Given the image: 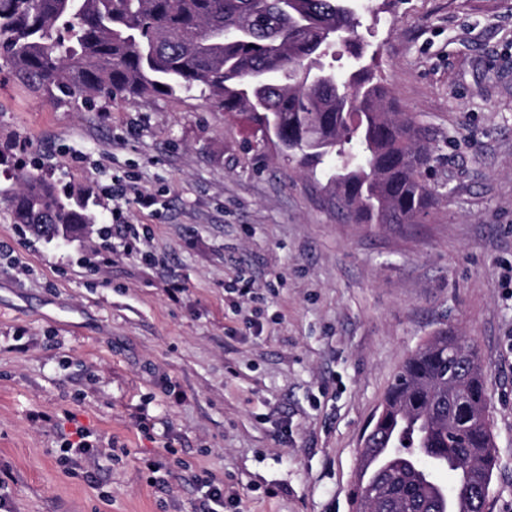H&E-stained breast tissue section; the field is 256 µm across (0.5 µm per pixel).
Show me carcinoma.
I'll return each mask as SVG.
<instances>
[{
  "instance_id": "cac0c4a2",
  "label": "carcinoma",
  "mask_w": 512,
  "mask_h": 512,
  "mask_svg": "<svg viewBox=\"0 0 512 512\" xmlns=\"http://www.w3.org/2000/svg\"><path fill=\"white\" fill-rule=\"evenodd\" d=\"M360 0H0V69L87 102L197 93L244 115L278 151L325 166L354 224H423L436 205L424 128L365 61ZM357 46L342 72L325 65ZM17 224L95 222L88 200L29 174L0 189ZM361 455L369 512H487L495 467L486 373L442 330L403 364ZM456 474L452 488L439 479Z\"/></svg>"
}]
</instances>
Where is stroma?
<instances>
[{"mask_svg":"<svg viewBox=\"0 0 512 512\" xmlns=\"http://www.w3.org/2000/svg\"><path fill=\"white\" fill-rule=\"evenodd\" d=\"M372 3L361 38L436 156L424 224L346 222L323 171L198 95L88 104L0 72V186L36 173L97 213L49 241L0 202L9 512H201L211 483L240 512H352L373 415L449 327L488 376L487 512H512V0ZM78 429L100 453L75 466Z\"/></svg>","mask_w":512,"mask_h":512,"instance_id":"stroma-1","label":"stroma"}]
</instances>
